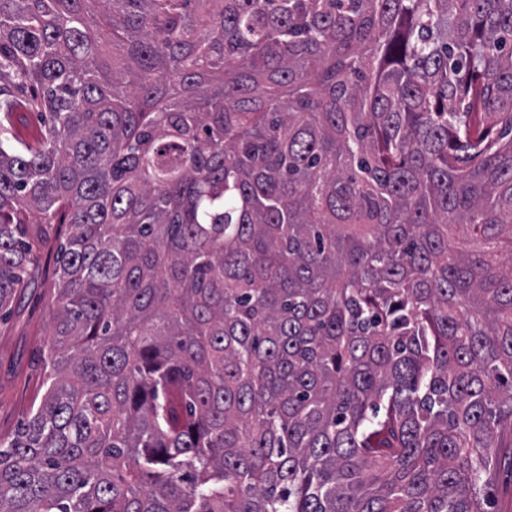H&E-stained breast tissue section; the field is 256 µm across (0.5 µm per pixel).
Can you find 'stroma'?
<instances>
[{
	"instance_id": "1",
	"label": "stroma",
	"mask_w": 512,
	"mask_h": 512,
	"mask_svg": "<svg viewBox=\"0 0 512 512\" xmlns=\"http://www.w3.org/2000/svg\"><path fill=\"white\" fill-rule=\"evenodd\" d=\"M56 279L52 257H43L37 282L12 307L0 324V436H10L25 420L31 405L41 398L47 374L43 342L53 305Z\"/></svg>"
}]
</instances>
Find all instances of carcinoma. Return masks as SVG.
I'll list each match as a JSON object with an SVG mask.
<instances>
[{
    "mask_svg": "<svg viewBox=\"0 0 512 512\" xmlns=\"http://www.w3.org/2000/svg\"><path fill=\"white\" fill-rule=\"evenodd\" d=\"M42 246L0 512H486L512 0H0V316ZM56 279L53 254L45 252L38 281L14 303L0 328V436H10L25 420L46 388L43 342L53 306Z\"/></svg>",
    "mask_w": 512,
    "mask_h": 512,
    "instance_id": "carcinoma-1",
    "label": "carcinoma"
}]
</instances>
